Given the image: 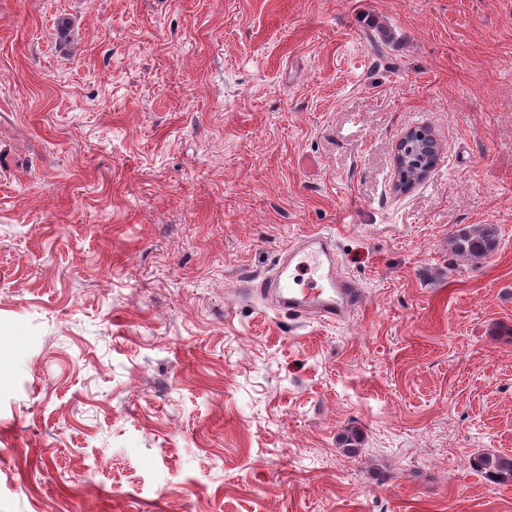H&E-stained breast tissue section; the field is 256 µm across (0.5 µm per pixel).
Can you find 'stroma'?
Instances as JSON below:
<instances>
[{
  "label": "stroma",
  "mask_w": 512,
  "mask_h": 512,
  "mask_svg": "<svg viewBox=\"0 0 512 512\" xmlns=\"http://www.w3.org/2000/svg\"><path fill=\"white\" fill-rule=\"evenodd\" d=\"M415 125L439 162L399 193ZM315 232L358 312L238 294ZM482 452L512 456V0H0V512H512ZM498 239V225L481 224L469 232L456 234L453 238V246L456 251L467 256L472 263L478 264L495 252Z\"/></svg>",
  "instance_id": "stroma-1"
}]
</instances>
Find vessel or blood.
<instances>
[{
  "mask_svg": "<svg viewBox=\"0 0 512 512\" xmlns=\"http://www.w3.org/2000/svg\"><path fill=\"white\" fill-rule=\"evenodd\" d=\"M300 258L309 262L317 277L314 287H302L292 270ZM335 268L332 236L317 233L290 243L271 278L278 308L296 318L312 315L328 322L341 320L359 308L362 289L340 277Z\"/></svg>",
  "mask_w": 512,
  "mask_h": 512,
  "instance_id": "obj_1",
  "label": "vessel or blood"
}]
</instances>
